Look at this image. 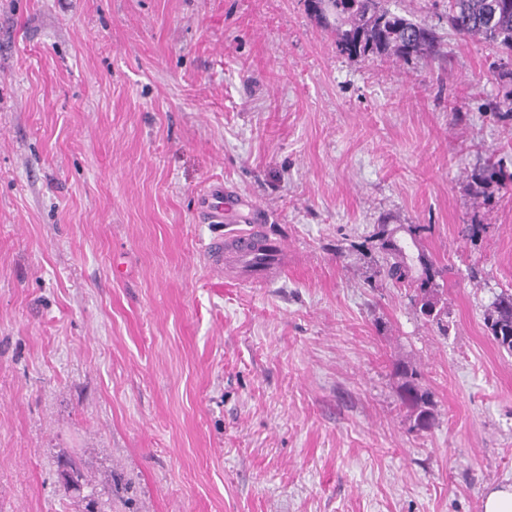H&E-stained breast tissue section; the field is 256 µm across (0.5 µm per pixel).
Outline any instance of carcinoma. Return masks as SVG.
<instances>
[{"label":"carcinoma","instance_id":"cac0c4a2","mask_svg":"<svg viewBox=\"0 0 512 512\" xmlns=\"http://www.w3.org/2000/svg\"><path fill=\"white\" fill-rule=\"evenodd\" d=\"M311 15L337 34L338 50L351 57L412 56L436 52L438 37L424 25L392 12L381 0H305ZM448 25L458 34L480 38L512 51V0H448ZM420 224L377 225L373 238L382 254L378 274L398 288L413 291L410 300L428 321L439 316L436 279L444 269L422 251ZM487 327L499 349L512 354V293L492 303ZM401 403L413 419L425 415L422 429L435 422L433 394L419 383L420 372L409 361L394 365Z\"/></svg>","mask_w":512,"mask_h":512}]
</instances>
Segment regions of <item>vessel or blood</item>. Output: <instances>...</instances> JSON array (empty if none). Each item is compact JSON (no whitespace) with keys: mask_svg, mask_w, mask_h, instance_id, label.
<instances>
[{"mask_svg":"<svg viewBox=\"0 0 512 512\" xmlns=\"http://www.w3.org/2000/svg\"><path fill=\"white\" fill-rule=\"evenodd\" d=\"M202 215L206 223L228 224L242 217L245 226L212 238L204 247L215 266L230 264L225 277L229 284L259 283L283 268L284 246L266 229L259 209L248 207L234 190L220 184L209 185L202 194Z\"/></svg>","mask_w":512,"mask_h":512,"instance_id":"vessel-or-blood-1","label":"vessel or blood"}]
</instances>
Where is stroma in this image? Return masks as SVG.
I'll return each mask as SVG.
<instances>
[{
    "label": "stroma",
    "mask_w": 512,
    "mask_h": 512,
    "mask_svg": "<svg viewBox=\"0 0 512 512\" xmlns=\"http://www.w3.org/2000/svg\"><path fill=\"white\" fill-rule=\"evenodd\" d=\"M351 58L304 0H0V512H483L512 485V63ZM220 181L287 271L224 287ZM423 224L447 332L377 275ZM465 224L482 225L476 240ZM434 395L414 429L396 361ZM487 327L498 348L512 354V293H502L492 303Z\"/></svg>",
    "instance_id": "35a3bbf8"
}]
</instances>
